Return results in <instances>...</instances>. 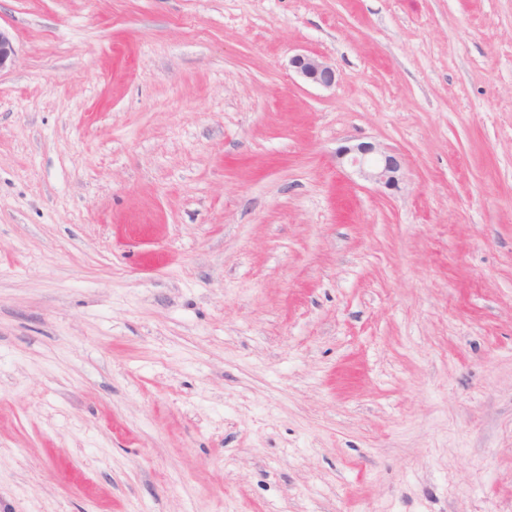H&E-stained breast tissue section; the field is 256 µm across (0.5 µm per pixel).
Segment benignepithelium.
Instances as JSON below:
<instances>
[{
  "label": "benign epithelium",
  "instance_id": "obj_1",
  "mask_svg": "<svg viewBox=\"0 0 512 512\" xmlns=\"http://www.w3.org/2000/svg\"><path fill=\"white\" fill-rule=\"evenodd\" d=\"M16 48L9 32L0 28V71L15 62ZM290 66L304 82L329 87L336 81V70L318 55L297 54ZM337 163L356 168L360 176L388 190H397L404 182L405 157L390 152L378 143L361 142L336 152Z\"/></svg>",
  "mask_w": 512,
  "mask_h": 512
}]
</instances>
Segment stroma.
<instances>
[{
	"label": "stroma",
	"mask_w": 512,
	"mask_h": 512,
	"mask_svg": "<svg viewBox=\"0 0 512 512\" xmlns=\"http://www.w3.org/2000/svg\"><path fill=\"white\" fill-rule=\"evenodd\" d=\"M0 28V512H512V0ZM290 66L304 82L330 87L336 81V70L318 55L297 54L292 57ZM340 166L356 168L360 176L388 190H398L404 182L405 157L390 152L378 143L361 142L344 146L336 152Z\"/></svg>",
	"instance_id": "1"
}]
</instances>
